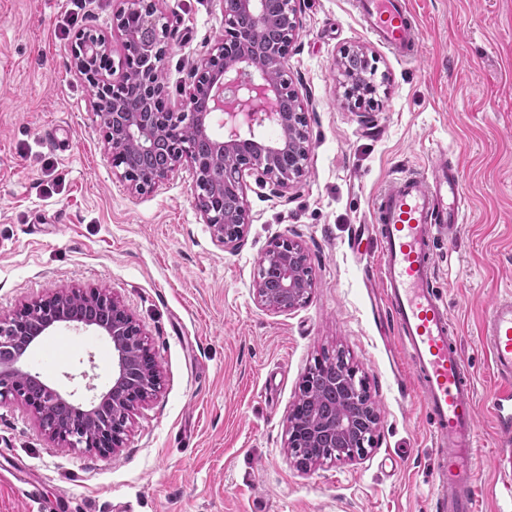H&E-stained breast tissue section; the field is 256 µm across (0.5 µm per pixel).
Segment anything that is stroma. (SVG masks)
Here are the masks:
<instances>
[{
	"label": "stroma",
	"instance_id": "1",
	"mask_svg": "<svg viewBox=\"0 0 512 512\" xmlns=\"http://www.w3.org/2000/svg\"><path fill=\"white\" fill-rule=\"evenodd\" d=\"M423 40L402 60L369 35L353 0H298L283 70L307 114L309 160L287 196L245 175L248 223L224 248L195 206L189 165L134 193L112 166L70 25L120 61L112 17L123 0H0V316L66 290L111 292L139 321L161 376L122 448L50 440L15 402L0 403V512H433L438 448L397 332L366 288L378 249L369 223L399 170L446 149L464 222L437 244L439 287L475 374L484 512H512L495 483L488 411L497 383L480 333L512 294V0H410ZM168 27L163 103L224 34L220 0H159ZM366 52L377 102L346 99L341 60ZM308 256L314 286L285 313L261 307L260 260L281 237ZM345 350L379 415L362 457L302 468L285 446L299 386L316 358ZM112 378L107 340L60 328L30 366L60 390ZM23 465L22 477L12 473Z\"/></svg>",
	"mask_w": 512,
	"mask_h": 512
}]
</instances>
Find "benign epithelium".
Listing matches in <instances>:
<instances>
[{"mask_svg":"<svg viewBox=\"0 0 512 512\" xmlns=\"http://www.w3.org/2000/svg\"><path fill=\"white\" fill-rule=\"evenodd\" d=\"M158 0H128V7L117 12L114 27L123 38L124 45L138 43L141 52L151 56L152 70L143 75L144 89L149 97L164 96V87L157 79L165 58L164 42L156 41L157 33L166 30L163 16L157 7ZM264 0H222L224 9V38L220 39L215 53L203 59L193 72V81L180 115L193 124L199 139L212 149L214 157L240 147L245 135L266 126H276L283 132L276 143L264 147L237 172L200 168L193 159L192 149L180 144L161 172H145L132 176L128 171L121 178L130 182L132 190L141 193L154 188L182 163L190 164L196 190V206L204 223L210 225L214 236L224 247H234L242 238L247 223L246 208L231 220L216 210L202 192L208 186L219 197L224 189L244 186L245 172H256L271 183L277 194L293 186L304 172L309 157L305 138L289 136V130L304 121L303 112L280 111L281 89L272 83L267 72L279 69L293 42L297 27L296 0H283V13L279 21L281 43L271 48H259L242 43L237 38V18L248 17L256 24H269L264 14ZM105 54L104 43L89 40L81 35L72 45V56L77 72L95 89L93 105L96 121L103 132L107 149L116 157L126 148L140 151L156 149L171 130L166 125L163 112H125L112 95L118 85L116 78L102 71L99 65ZM112 102V110L102 112L101 100ZM261 263L274 265L279 274V287L267 288L262 281L255 283L257 302L266 309L286 313L293 309L285 301L302 302L308 298L313 281L307 276V255L295 240L285 237L274 241L266 250ZM72 294L61 292L48 300L23 304L14 313L0 317V403L17 401L32 412L48 437L72 447L116 451L122 447L127 422L134 407L151 398L160 388V379L147 337L133 315L111 293L91 290L83 294L90 309L110 310L104 322L89 320L88 315H76L70 309ZM46 314L45 332H51L64 323L75 328L93 329L102 336L112 337V386L97 396L98 402L82 410L84 416L99 425L93 441L83 440L69 432L66 426L50 429L45 426L44 405L28 399L20 385L9 374L25 373L24 364L5 354L12 350L15 341L25 334L24 325L29 316ZM296 411L288 413L287 447L295 448L304 440L318 442L334 449L337 455L346 439L367 426L376 429L378 415L370 405L363 407L357 416L339 423L302 422L295 419Z\"/></svg>","mask_w":512,"mask_h":512,"instance_id":"obj_1","label":"benign epithelium"}]
</instances>
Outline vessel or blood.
<instances>
[{
  "instance_id": "b4317fda",
  "label": "vessel or blood",
  "mask_w": 512,
  "mask_h": 512,
  "mask_svg": "<svg viewBox=\"0 0 512 512\" xmlns=\"http://www.w3.org/2000/svg\"><path fill=\"white\" fill-rule=\"evenodd\" d=\"M367 32L404 59L420 45L408 0H357ZM459 172L438 150L423 173L399 172L375 197L371 229L380 261L374 292L395 325L435 427L440 450L433 489L435 512H481L477 486L478 420L473 374L436 286L434 246L454 239L463 221ZM497 381L490 414L500 447L498 483L512 490V295L493 302L482 331Z\"/></svg>"
}]
</instances>
